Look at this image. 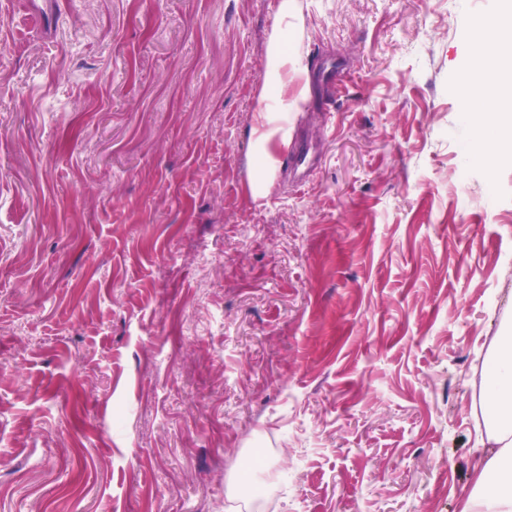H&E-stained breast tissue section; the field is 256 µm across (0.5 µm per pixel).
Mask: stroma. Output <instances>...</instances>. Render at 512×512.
<instances>
[{
	"label": "stroma",
	"mask_w": 512,
	"mask_h": 512,
	"mask_svg": "<svg viewBox=\"0 0 512 512\" xmlns=\"http://www.w3.org/2000/svg\"><path fill=\"white\" fill-rule=\"evenodd\" d=\"M278 3L0 0V512H461L512 345L460 82L499 2L298 0L311 161L252 200Z\"/></svg>",
	"instance_id": "1"
}]
</instances>
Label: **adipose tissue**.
Wrapping results in <instances>:
<instances>
[{
  "label": "adipose tissue",
  "mask_w": 512,
  "mask_h": 512,
  "mask_svg": "<svg viewBox=\"0 0 512 512\" xmlns=\"http://www.w3.org/2000/svg\"><path fill=\"white\" fill-rule=\"evenodd\" d=\"M500 17L475 16L469 23L467 52L470 66L461 76L471 98L482 101L499 136L512 134V115L500 119V104L491 100L494 89L511 88L506 77L512 59V0H502ZM297 15V0H280L276 24L266 49V66L258 94L250 137L247 190L252 199L265 197L281 166L278 153L289 138L288 112L298 110L309 92L307 67L288 50V33ZM488 392L483 401L489 420L488 448L482 449L480 475L468 494L463 512H512V348L488 361Z\"/></svg>",
  "instance_id": "ef3b65f1"
}]
</instances>
